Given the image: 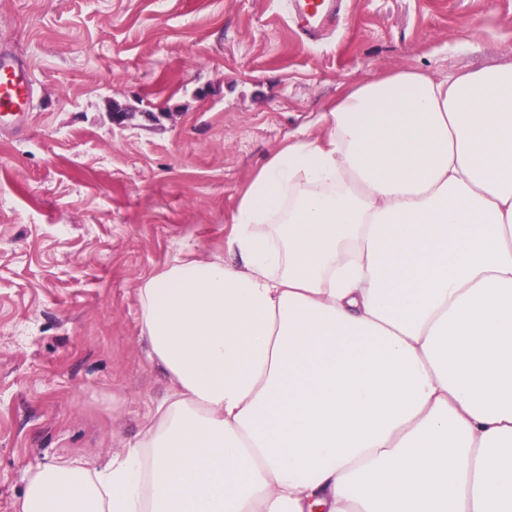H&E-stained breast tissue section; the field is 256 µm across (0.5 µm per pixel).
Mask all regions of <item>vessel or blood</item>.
Listing matches in <instances>:
<instances>
[{
  "label": "vessel or blood",
  "instance_id": "1",
  "mask_svg": "<svg viewBox=\"0 0 512 512\" xmlns=\"http://www.w3.org/2000/svg\"><path fill=\"white\" fill-rule=\"evenodd\" d=\"M293 16L305 38H314L341 9L342 0H291ZM34 93L32 66L9 47L0 46V123L14 134L24 131L23 118Z\"/></svg>",
  "mask_w": 512,
  "mask_h": 512
}]
</instances>
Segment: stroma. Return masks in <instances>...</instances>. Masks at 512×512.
<instances>
[{
    "label": "stroma",
    "mask_w": 512,
    "mask_h": 512,
    "mask_svg": "<svg viewBox=\"0 0 512 512\" xmlns=\"http://www.w3.org/2000/svg\"><path fill=\"white\" fill-rule=\"evenodd\" d=\"M495 13L502 37H476ZM33 66L0 131V512L27 468L111 459L167 384L138 339V280L222 253L238 198L349 86L512 61V0H345L321 40L289 0H0ZM134 118L114 125L113 105Z\"/></svg>",
    "instance_id": "1"
}]
</instances>
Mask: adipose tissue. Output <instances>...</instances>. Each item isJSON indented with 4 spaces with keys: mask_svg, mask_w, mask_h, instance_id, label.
<instances>
[{
    "mask_svg": "<svg viewBox=\"0 0 512 512\" xmlns=\"http://www.w3.org/2000/svg\"><path fill=\"white\" fill-rule=\"evenodd\" d=\"M136 287L168 390L16 512H512V63L344 91Z\"/></svg>",
    "mask_w": 512,
    "mask_h": 512,
    "instance_id": "obj_1",
    "label": "adipose tissue"
}]
</instances>
